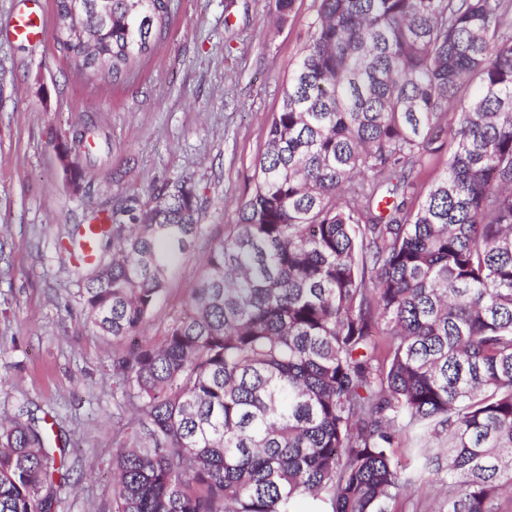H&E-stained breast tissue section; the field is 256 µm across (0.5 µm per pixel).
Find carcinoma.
Listing matches in <instances>:
<instances>
[{"instance_id": "cac0c4a2", "label": "carcinoma", "mask_w": 512, "mask_h": 512, "mask_svg": "<svg viewBox=\"0 0 512 512\" xmlns=\"http://www.w3.org/2000/svg\"><path fill=\"white\" fill-rule=\"evenodd\" d=\"M55 0L74 74L149 60L173 0ZM267 128L240 221L211 249L162 342L115 357L132 447L113 512H388L393 455L446 435L439 512L512 493V0H319ZM107 139L78 119V189ZM454 150L421 189L410 171ZM79 265L86 321L119 344L152 316L203 233L185 179L112 206ZM65 450L0 421V512H55Z\"/></svg>"}]
</instances>
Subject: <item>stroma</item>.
I'll return each instance as SVG.
<instances>
[{"label": "stroma", "instance_id": "stroma-1", "mask_svg": "<svg viewBox=\"0 0 512 512\" xmlns=\"http://www.w3.org/2000/svg\"><path fill=\"white\" fill-rule=\"evenodd\" d=\"M24 0H0V418L19 410L48 418L67 448L73 479L57 512H112V458L128 447L112 396L122 345L87 323L80 282L60 259L69 228L129 188L193 179L205 227L172 273L143 329L160 340L189 299L211 247L256 178L268 118L307 40L316 0H296L277 23L274 0H176L162 41L131 78L97 93L78 81L57 41L55 0H41L40 37L15 39ZM98 117L109 167L80 191L65 179L52 140L78 117ZM395 458L413 477L393 512H436L445 475L424 473L407 445Z\"/></svg>", "mask_w": 512, "mask_h": 512}]
</instances>
